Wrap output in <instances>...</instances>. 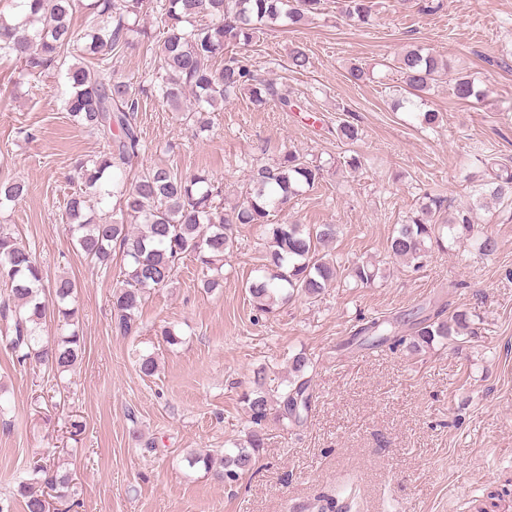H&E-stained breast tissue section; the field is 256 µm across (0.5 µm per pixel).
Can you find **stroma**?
Listing matches in <instances>:
<instances>
[{"mask_svg": "<svg viewBox=\"0 0 512 512\" xmlns=\"http://www.w3.org/2000/svg\"><path fill=\"white\" fill-rule=\"evenodd\" d=\"M340 3L325 0L305 28L268 31L240 50L292 111L242 94L205 113L202 131L155 96L145 46L112 53L109 64L144 90L132 170L209 171L228 208L255 162L291 149L324 163V179L270 220L339 225L337 256L376 264L374 283L348 280L258 313L245 283L263 264L262 229L239 225L219 287L205 292L199 265L184 257L172 282L146 299L136 337L111 331L122 260L94 269L63 219L78 187L76 160L93 158L102 143L63 110V68L30 75L0 59V180L30 187L0 208V225L36 256L47 281L76 280L85 341L77 368L58 376L19 367L0 346V401L9 407L0 414V496L29 461L48 456L77 482V512H304L330 490L354 498L358 512H512V207L477 214L498 242L490 256L455 243L416 269L387 249L424 196L452 208L466 202L469 175L490 178L470 166L472 154L512 167V0H372L374 22L364 29L349 24ZM296 42L310 56L301 73L289 64ZM414 42L466 67L485 98L464 104L440 84L429 98L439 115L431 128L394 109L401 80L386 64ZM353 64L370 78L351 80ZM344 120L359 126L357 143L337 139ZM354 154L364 159L356 171L345 163ZM440 311L467 313L470 334L418 354L404 344H348L367 321L389 320L392 335L407 337L412 319ZM169 325L181 344L164 341ZM300 352L312 362L300 423L267 421L265 444L237 482L188 467L187 453L244 439L253 425L241 393L260 370L280 385ZM141 354L157 359L153 376L140 374Z\"/></svg>", "mask_w": 512, "mask_h": 512, "instance_id": "stroma-1", "label": "stroma"}]
</instances>
